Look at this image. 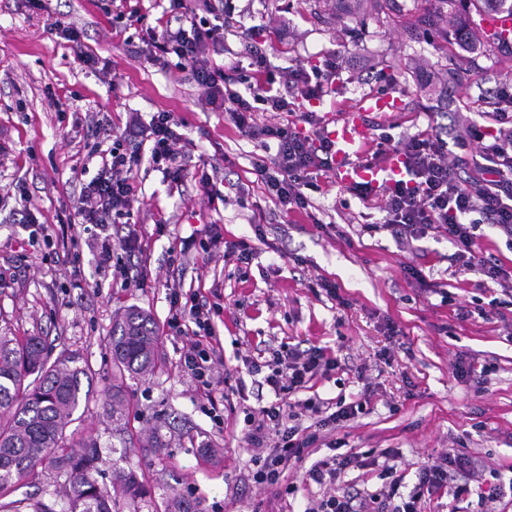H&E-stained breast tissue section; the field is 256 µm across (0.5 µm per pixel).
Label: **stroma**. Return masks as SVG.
<instances>
[{
    "mask_svg": "<svg viewBox=\"0 0 512 512\" xmlns=\"http://www.w3.org/2000/svg\"><path fill=\"white\" fill-rule=\"evenodd\" d=\"M243 18L263 17L259 32L271 61L310 69L335 57L338 73L319 100L296 101V113L326 121L355 112L373 95L398 97L397 111L366 114L369 127L391 130L394 138L426 128V110L437 108V131L481 120L491 89L512 82V40L493 46L477 39L475 52L428 20L426 0H367L366 11L345 14L336 0H233ZM161 15L149 0H0V324L14 336H41L48 354L79 353L89 366L92 390L74 439H94L102 450L99 482L113 472L135 471L144 493L137 502L119 500L114 512H163L167 489L176 488L203 507L222 512H304L317 486H305V472L329 455L318 446L291 463L279 486L247 481L253 453L244 433L246 414L275 400L251 360L269 359L280 343L327 348L340 367L314 380L297 400L357 399L363 382L375 392L364 412L336 433L341 454L368 453L372 466L349 472L350 492H376L391 474L378 459L383 449L399 452L405 488L418 468L448 449L472 465L456 477L466 489L459 498L427 497L423 512H475L480 491L512 483V306L491 321H462L458 307H487L501 286L482 283L471 271L452 272L451 246L427 237L401 249L391 236L372 230L380 214L335 176L322 179L306 213L275 208L251 172L261 154L257 141L242 135L211 111L189 74L155 64L142 43L129 52L122 31L131 12ZM82 31L80 48L50 36L46 21ZM96 57L84 65L78 52ZM54 91L63 109L50 105ZM183 119L188 138L181 183L142 165L144 196L134 205L135 229L150 273L146 287L121 286L98 272L90 234L79 236L76 262H66L60 237L30 241L29 228L15 213L23 205L52 224L63 206L77 205L80 188L70 181L76 160L96 153L100 138L80 117L108 118L124 127L129 113L150 119L156 112ZM211 167L223 180V199L204 202L195 179ZM28 189V201L15 193ZM166 227L157 235L156 224ZM224 227L225 242L245 240L255 250L250 264L225 259L223 245L202 246L200 229ZM421 279L408 276V268ZM335 281L337 300L310 291V280ZM220 305L216 334L224 348L223 396L207 400L181 367L190 342L166 325L167 293L173 284ZM136 307L154 322L161 361L147 376L116 380L112 368V324ZM488 367L485 384L457 377L459 360ZM365 366L364 380L354 375ZM121 382L129 408L126 422H114L105 407L114 382ZM223 415L216 426L215 415ZM161 443V454L142 445ZM57 472L42 463L7 494V501L58 498Z\"/></svg>",
    "mask_w": 512,
    "mask_h": 512,
    "instance_id": "stroma-1",
    "label": "stroma"
}]
</instances>
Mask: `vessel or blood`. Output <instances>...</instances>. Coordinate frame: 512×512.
<instances>
[{
    "label": "vessel or blood",
    "mask_w": 512,
    "mask_h": 512,
    "mask_svg": "<svg viewBox=\"0 0 512 512\" xmlns=\"http://www.w3.org/2000/svg\"><path fill=\"white\" fill-rule=\"evenodd\" d=\"M392 108L391 97L365 98L360 105V116L345 117L330 130L329 136L336 148L337 175L341 183L362 181L376 186L405 178L403 158L399 154H389L384 163L374 167L363 166L357 160L362 148L370 141L368 128L362 119L363 113L387 112Z\"/></svg>",
    "instance_id": "vessel-or-blood-1"
}]
</instances>
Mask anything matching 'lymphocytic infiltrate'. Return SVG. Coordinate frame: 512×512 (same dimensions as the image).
<instances>
[{
    "instance_id": "obj_1",
    "label": "lymphocytic infiltrate",
    "mask_w": 512,
    "mask_h": 512,
    "mask_svg": "<svg viewBox=\"0 0 512 512\" xmlns=\"http://www.w3.org/2000/svg\"><path fill=\"white\" fill-rule=\"evenodd\" d=\"M158 26L148 28L153 60L161 66L175 65L188 71L204 90L212 110L263 149L254 159L252 173L265 187L271 201L283 213L308 209L310 195L319 191L320 179L333 169L334 150L326 127L315 113L303 115L301 123H261L258 111H291L296 98L320 99L336 75L335 60L307 70L301 67L280 74L262 43L242 40L240 49H227L228 35L238 31L232 10L212 0H167ZM227 51L225 64H217L212 53ZM492 126L476 122L460 128L454 140H444L432 129L394 141L381 135L367 166H377L387 150L403 155L406 179L389 185L382 198L376 229L390 232L399 243L409 244L431 235L446 238L453 249L452 264L474 270L497 284L512 282V268L494 256L475 251L482 225H489L512 244V86L499 87L491 99ZM311 133H303L302 125ZM184 120L170 112L153 113L149 121L131 116L122 132L113 134L96 174L87 167H73L72 178L80 182V206L59 221L61 232L75 226L96 227L95 259L101 269L126 282L145 285L148 272L140 259L138 237L113 238L120 220L131 219L139 197L137 174L149 164L172 181H180L184 168L179 146L186 137ZM127 255L126 264L116 263L115 250ZM166 324L182 332L191 328L193 341L181 366L202 388L205 396L223 387L220 372L223 351L214 343L216 334L209 301L194 292L172 287L168 296ZM265 383L275 395L268 407L247 420L245 440L254 453L255 483L279 485L290 462L302 460L321 436L335 433L343 423L363 411L360 399L338 401L334 407L307 399L294 404L290 395L306 388L313 379L326 377L338 367L327 348L301 349L287 344L272 354L266 365ZM310 425H303V418ZM358 457L333 455L318 460L306 471V482L323 486L321 496L309 499L304 512H422L424 493L448 489L467 458L448 451L437 461L422 466L407 498H399L400 480L388 490L368 496L337 492L336 481L348 469L359 466Z\"/></svg>"
}]
</instances>
